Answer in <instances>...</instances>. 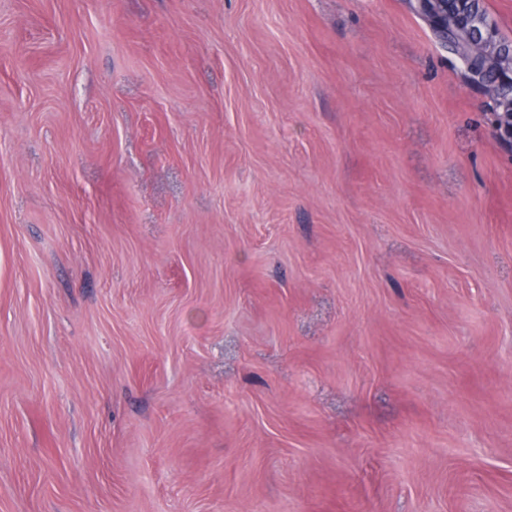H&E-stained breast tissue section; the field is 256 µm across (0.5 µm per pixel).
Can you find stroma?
<instances>
[{
  "label": "stroma",
  "instance_id": "35a3bbf8",
  "mask_svg": "<svg viewBox=\"0 0 512 512\" xmlns=\"http://www.w3.org/2000/svg\"><path fill=\"white\" fill-rule=\"evenodd\" d=\"M415 0H0V512H512V144Z\"/></svg>",
  "mask_w": 512,
  "mask_h": 512
}]
</instances>
